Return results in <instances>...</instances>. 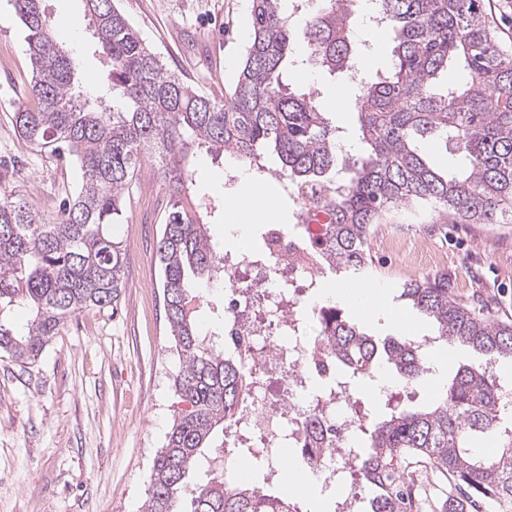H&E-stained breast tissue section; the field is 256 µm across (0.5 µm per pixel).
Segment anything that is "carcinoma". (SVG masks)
Returning a JSON list of instances; mask_svg holds the SVG:
<instances>
[{
  "mask_svg": "<svg viewBox=\"0 0 512 512\" xmlns=\"http://www.w3.org/2000/svg\"><path fill=\"white\" fill-rule=\"evenodd\" d=\"M393 32L389 70L355 97L366 153L342 156L339 128L310 92L286 82L295 51L280 0H250L249 37L236 81L220 103L168 70L113 0H84L110 83L91 100L75 91L70 59L51 30L45 0H14L27 32L32 85L12 120L19 138L54 165L69 163L76 185L45 215L20 191L0 186V315L31 311L27 332L0 318V352L38 361L65 324L86 309L117 307L125 284L122 223L143 150L158 152L170 196L158 241L163 298L178 358L176 409L152 461L142 512H298L289 497L224 476L215 437L233 426L246 399L241 362L201 335L200 289L218 252L213 208L191 198L190 156L204 151L239 162L276 156L275 173L321 195L328 222L316 261L352 281L369 270L367 242L388 211L428 207L458 224L512 223V53L504 52L484 0H375ZM351 0H315L302 28L304 60L331 76L354 68L358 44ZM433 139L455 143L463 167L443 172L426 159ZM399 298L435 325V339L472 349L439 396L413 406H375L353 459L365 491L360 512H413L408 460L419 457L448 479L445 512L512 508V429L500 426L504 381L489 367L512 362V323L458 301L448 274L402 284ZM327 351L359 384L381 369L413 389L429 373L426 352L408 337L379 340L340 307H319ZM492 437L494 454L477 451ZM212 478L191 483L204 466Z\"/></svg>",
  "mask_w": 512,
  "mask_h": 512,
  "instance_id": "cac0c4a2",
  "label": "carcinoma"
}]
</instances>
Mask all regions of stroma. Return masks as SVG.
<instances>
[{
  "mask_svg": "<svg viewBox=\"0 0 512 512\" xmlns=\"http://www.w3.org/2000/svg\"><path fill=\"white\" fill-rule=\"evenodd\" d=\"M59 42L85 93L104 89L105 72L82 0H46ZM167 66L197 91L223 99L235 82L248 40L249 0H114ZM0 174L44 211L57 206L70 169L46 165L16 135L12 116L31 83L26 30L11 0H0ZM289 82L314 91L341 127L351 152L365 149L355 112L336 106L342 81L309 64L289 66ZM193 197L215 205L211 235L232 234L226 199L238 186L226 162L192 159ZM169 195L151 155H144L119 236L126 278L116 310L72 317L42 357L21 366L0 353V512H140L152 460L175 401L177 359L156 260ZM369 282L389 284L392 309L420 335L431 321L396 299L400 283L443 271L448 285L492 318L512 319V224H451L426 208H398L374 225Z\"/></svg>",
  "mask_w": 512,
  "mask_h": 512,
  "instance_id": "stroma-1",
  "label": "stroma"
}]
</instances>
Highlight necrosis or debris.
Segmentation results:
<instances>
[{
  "label": "necrosis or debris",
  "instance_id": "necrosis-or-debris-1",
  "mask_svg": "<svg viewBox=\"0 0 512 512\" xmlns=\"http://www.w3.org/2000/svg\"><path fill=\"white\" fill-rule=\"evenodd\" d=\"M310 251L304 237L282 234L269 245L274 264L253 261L249 246L221 258L227 347L250 375L245 406L232 428L234 447L295 449L303 441L316 369L327 359L320 337L300 336L297 310L322 280L304 262ZM321 416L335 428L339 443L315 449L311 466L337 477L334 512H353L356 497L339 479L352 463L359 427L348 390L332 391Z\"/></svg>",
  "mask_w": 512,
  "mask_h": 512
}]
</instances>
